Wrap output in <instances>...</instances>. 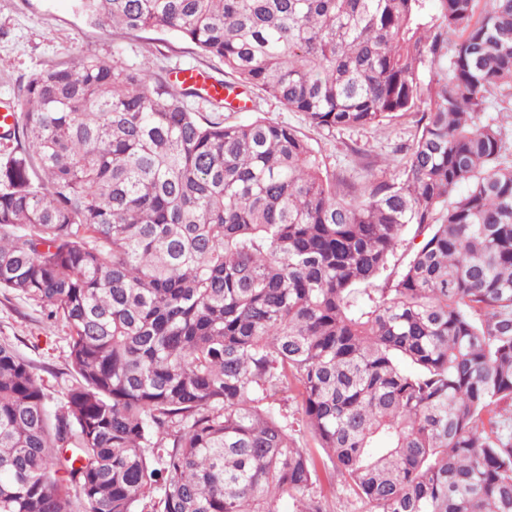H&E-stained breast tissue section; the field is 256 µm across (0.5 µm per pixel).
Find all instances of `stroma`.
<instances>
[{"label": "stroma", "mask_w": 512, "mask_h": 512, "mask_svg": "<svg viewBox=\"0 0 512 512\" xmlns=\"http://www.w3.org/2000/svg\"><path fill=\"white\" fill-rule=\"evenodd\" d=\"M117 61L128 67L149 63L156 77L196 69L217 82L224 65L172 33L146 30L124 33L107 25H92L74 10L71 0H0V102L21 106L20 89L35 74L67 65L80 55ZM256 109L224 111L227 122H248L255 115L286 124L319 149L329 174L365 186L395 180L400 166L395 152L411 142L417 115L411 114L379 128L323 130L264 93L254 92ZM0 345L26 361L59 409L74 381L69 360L68 330L51 321L26 296L0 291Z\"/></svg>", "instance_id": "1"}]
</instances>
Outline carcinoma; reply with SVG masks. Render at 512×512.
Returning <instances> with one entry per match:
<instances>
[{
	"label": "carcinoma",
	"instance_id": "carcinoma-1",
	"mask_svg": "<svg viewBox=\"0 0 512 512\" xmlns=\"http://www.w3.org/2000/svg\"><path fill=\"white\" fill-rule=\"evenodd\" d=\"M73 2L318 129L422 115L401 175L358 187L148 65L31 77L0 289L66 325L77 379L53 414L0 345V512H329L297 423L360 512H512V432L483 422L512 400V167L487 107L512 91V0Z\"/></svg>",
	"mask_w": 512,
	"mask_h": 512
}]
</instances>
